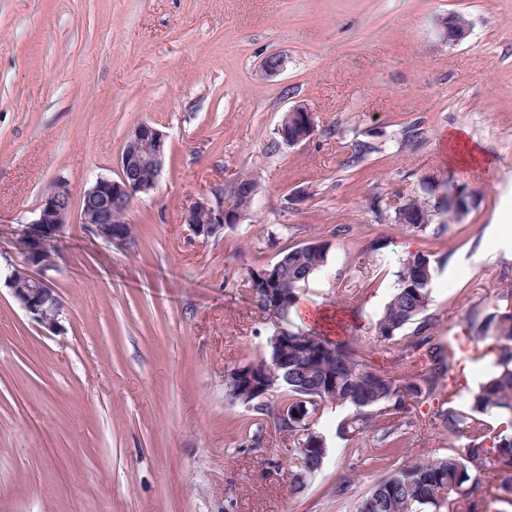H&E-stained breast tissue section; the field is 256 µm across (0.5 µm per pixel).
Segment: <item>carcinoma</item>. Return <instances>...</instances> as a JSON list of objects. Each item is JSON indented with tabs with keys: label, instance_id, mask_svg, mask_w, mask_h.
Segmentation results:
<instances>
[{
	"label": "carcinoma",
	"instance_id": "carcinoma-1",
	"mask_svg": "<svg viewBox=\"0 0 512 512\" xmlns=\"http://www.w3.org/2000/svg\"><path fill=\"white\" fill-rule=\"evenodd\" d=\"M381 147L369 139L350 144V162L357 164ZM239 189L224 195L226 209L242 217L252 211L260 185L259 173L238 175ZM429 190L419 195L390 192L370 202L380 221L386 219L414 232L426 233L439 220L460 222L471 207L445 205L440 210L428 199ZM328 247L312 242L282 249L278 260L252 268L241 280L256 307L274 322L267 353L227 374V398L232 404L251 406L262 413L267 400L276 393H288L277 416L278 426L288 433V471L301 486L318 471L326 455L323 436L314 430L310 418L319 414L326 402L349 404L355 414L342 424L350 436L375 433L377 421L421 399L433 398L448 390L455 394L453 374L456 356L444 354L434 343V318L428 314L433 268L429 255L410 253L400 262L397 287L373 326V336L382 342L392 339L407 325H415L412 339L400 358L411 355L424 359L420 375L407 378L375 368L367 357L340 341L330 340L311 330L279 325L298 307L302 288L326 261ZM497 311L484 316L468 314L458 327L471 343L493 339L499 344V369L471 392L465 409L440 407L435 419L448 437L465 441L462 451L436 460H419L374 486L358 504L356 512H478L479 503L499 492L512 493V436L498 435L488 441L490 413L512 416V288L496 292Z\"/></svg>",
	"mask_w": 512,
	"mask_h": 512
}]
</instances>
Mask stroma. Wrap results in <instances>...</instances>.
I'll return each instance as SVG.
<instances>
[{"mask_svg": "<svg viewBox=\"0 0 512 512\" xmlns=\"http://www.w3.org/2000/svg\"><path fill=\"white\" fill-rule=\"evenodd\" d=\"M465 17L457 45L441 20ZM271 54L286 66L272 79ZM304 104L312 140L270 150L283 113ZM164 136L156 190L134 200L133 247L66 227L49 271L62 329L41 328L0 288V512H351L375 484L462 448L439 428L438 401L383 418L390 446L350 438L347 405L324 406L326 441L304 489L271 464L289 445L276 416L230 403L225 379L267 348L272 325L241 281L280 249L328 245L291 323L319 312L381 370L412 333L387 343L372 328L400 261L430 256L429 313L447 344L470 311L492 312L512 284V251L479 258L495 216L512 201V0H0V277L20 262V238L59 178L81 197L117 177L128 134ZM425 140L406 148V127ZM463 131L494 160L448 163ZM383 147L359 166L347 144ZM261 177L257 207L207 237L185 212L237 173ZM453 179L475 196L463 223L414 233L378 221L370 200ZM288 230L269 245V227ZM381 239L383 249L366 244ZM344 495H337L339 482Z\"/></svg>", "mask_w": 512, "mask_h": 512, "instance_id": "1", "label": "stroma"}]
</instances>
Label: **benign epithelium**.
Listing matches in <instances>:
<instances>
[{
    "instance_id": "benign-epithelium-1",
    "label": "benign epithelium",
    "mask_w": 512,
    "mask_h": 512,
    "mask_svg": "<svg viewBox=\"0 0 512 512\" xmlns=\"http://www.w3.org/2000/svg\"><path fill=\"white\" fill-rule=\"evenodd\" d=\"M469 26L455 23L444 27V37L451 44L465 41ZM286 66V58L276 55L265 59L261 75L278 76ZM288 118L297 120L295 129L284 134L288 147L301 145L313 138L317 131L314 113L304 104L288 109ZM165 158L162 133L149 123H141L125 141L119 159L118 178L97 179L81 197L78 223L87 225L97 238L111 246L123 247L122 240L112 234L115 218L128 215L134 199L150 195L156 188ZM237 187L235 179L214 188L211 195L201 198L184 216V223L192 225L198 236L209 237L226 224H240L241 218L224 212V193ZM72 210V190L62 179L55 181L42 195L36 218L25 227V257L21 264L12 266L5 284L31 319L46 333L54 334L61 326L62 311L54 303V290L49 288L47 272L57 266L56 255L50 244L54 228L68 223Z\"/></svg>"
}]
</instances>
